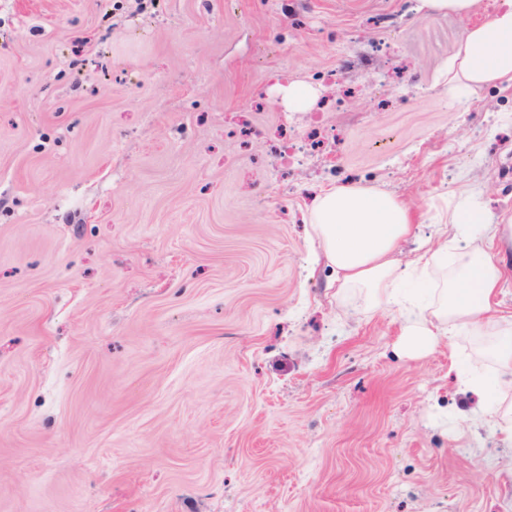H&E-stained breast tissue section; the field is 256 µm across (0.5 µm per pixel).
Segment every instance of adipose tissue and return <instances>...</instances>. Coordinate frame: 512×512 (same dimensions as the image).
Masks as SVG:
<instances>
[{"mask_svg": "<svg viewBox=\"0 0 512 512\" xmlns=\"http://www.w3.org/2000/svg\"><path fill=\"white\" fill-rule=\"evenodd\" d=\"M427 16L453 14L467 19L456 53L444 73L458 97L474 88H512V0H499L485 21H471L476 0H415ZM307 221L334 276L327 286L337 299L360 293L366 308L399 304L400 346L417 356L444 340L483 336L496 364L492 380L472 375L465 390L494 388L495 406L477 409L505 439L512 441V327L490 315L491 301L508 277L505 261L492 243L512 227L488 223L479 195L463 193L449 204L436 243L408 264L394 254L414 229L410 208L389 193L356 184L332 186L315 196Z\"/></svg>", "mask_w": 512, "mask_h": 512, "instance_id": "1", "label": "adipose tissue"}]
</instances>
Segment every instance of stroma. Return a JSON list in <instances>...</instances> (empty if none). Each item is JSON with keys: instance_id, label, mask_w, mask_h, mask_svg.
<instances>
[{"instance_id": "1", "label": "stroma", "mask_w": 512, "mask_h": 512, "mask_svg": "<svg viewBox=\"0 0 512 512\" xmlns=\"http://www.w3.org/2000/svg\"><path fill=\"white\" fill-rule=\"evenodd\" d=\"M414 0H0V512H512V445L397 308L341 303L325 187L512 218V89L456 105ZM386 52L338 89L345 61ZM316 90L291 112L279 87ZM334 129L284 162L274 136Z\"/></svg>"}]
</instances>
